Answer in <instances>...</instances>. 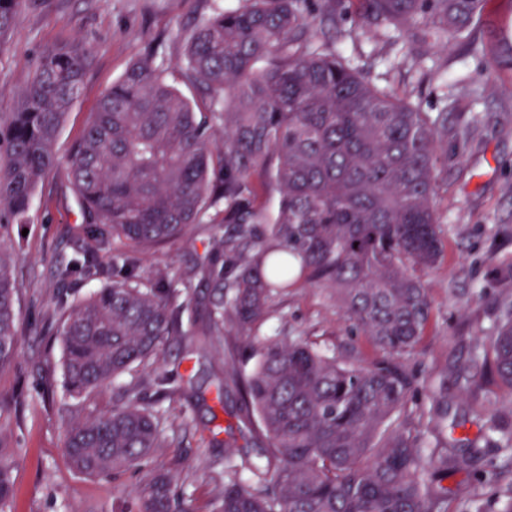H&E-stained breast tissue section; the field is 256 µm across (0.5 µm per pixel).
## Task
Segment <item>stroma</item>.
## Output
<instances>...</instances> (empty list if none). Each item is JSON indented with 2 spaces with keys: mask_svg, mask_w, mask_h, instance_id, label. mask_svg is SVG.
Returning <instances> with one entry per match:
<instances>
[{
  "mask_svg": "<svg viewBox=\"0 0 512 512\" xmlns=\"http://www.w3.org/2000/svg\"><path fill=\"white\" fill-rule=\"evenodd\" d=\"M239 0H22L12 29L0 38V117L16 111L23 91L50 49L82 40L92 50L82 92L68 113L55 143L58 164L40 181L25 224L8 228L14 275L19 284L18 348L13 363L0 370V404L10 418L0 427L15 450L12 465L13 512H118L129 503L137 477L112 480L77 472L65 454V432L58 410L69 404L86 416L110 409L116 392L103 387L89 400L69 399L62 388V347L56 334V296L68 292L81 299L95 282L60 283L57 268L82 238L80 206L70 191L66 162L101 95L133 62L152 55L155 65L178 76L189 99L200 92L182 77L186 37L201 20L238 7ZM362 5L351 0L349 14L330 35L333 49L355 70L381 87L420 105L425 112L448 115V130L436 164L434 206L442 224L443 258L425 277L431 316L419 343L400 362L414 381L415 397L448 367L465 365L476 347L486 344L496 304L512 297V280L502 267L512 261V96L503 93L512 70L499 56L512 43V0H490L473 25L469 42L448 48L414 41L410 30L390 28L367 38L360 23ZM481 123H473L474 113ZM210 227L190 225L175 240L156 247L143 260L169 280L192 277L206 257ZM184 336L172 343L164 369L191 373L206 406L181 395L157 396L164 413L168 445L152 463L179 469L181 491L192 512H210L224 488V449L210 447L211 430L230 433L236 450L252 451L254 442L239 420V397L229 393L223 409L215 407L216 360L193 353L195 336L181 321ZM260 335L304 337L353 361H370L376 353L367 336L341 312L332 289L306 286L277 297ZM477 404L456 378L448 380V418L456 427L449 439L481 448L477 469L448 474L432 468L426 481L447 487L448 512H460L472 497L495 512V495L503 483L490 460L494 438L479 431Z\"/></svg>",
  "mask_w": 512,
  "mask_h": 512,
  "instance_id": "35a3bbf8",
  "label": "stroma"
}]
</instances>
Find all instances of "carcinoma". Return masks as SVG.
<instances>
[{"label":"carcinoma","mask_w":512,"mask_h":512,"mask_svg":"<svg viewBox=\"0 0 512 512\" xmlns=\"http://www.w3.org/2000/svg\"><path fill=\"white\" fill-rule=\"evenodd\" d=\"M247 0L218 12L187 36L184 76L191 102L167 70L131 64L104 93L67 161L84 235L57 268L62 282L99 283L82 300L57 299L64 388L88 399L132 376L112 409L61 416L66 453L92 477L140 475L133 512H188L176 469L152 467L166 446L163 414L145 400L184 386L162 371L164 347L180 335L179 291L165 276L142 275L144 255L191 224H210L211 256L197 276L211 288L190 321L197 349L222 362L216 400L239 394L241 420L260 443L256 459L224 453V491L214 512H448V489L423 478L469 467L477 448H458L435 431L448 420L444 383L413 401V380L398 357L420 341L431 313L423 273L441 260L433 205L440 133L448 113L431 114L376 85L316 35L335 26L346 0ZM488 0H364L363 29L416 27L439 47L466 41ZM20 0H0V37ZM91 51L83 43L44 53L7 127L0 130V369L17 347L18 287L4 235L23 224L54 145L82 90ZM220 121L217 130L214 121ZM276 183L267 215L260 189ZM224 212L209 214L218 202ZM235 225L224 235L222 224ZM307 283L334 290L345 314L381 357L344 360L301 338L258 336L274 296ZM256 342L250 371L237 366L224 320ZM493 373L512 404V301L496 307L489 343L459 371L475 389ZM496 469L512 474V431L494 417ZM12 450L0 436V512H13Z\"/></svg>","instance_id":"1"}]
</instances>
